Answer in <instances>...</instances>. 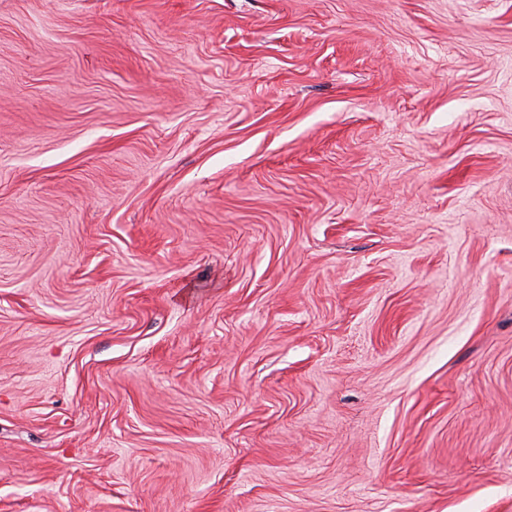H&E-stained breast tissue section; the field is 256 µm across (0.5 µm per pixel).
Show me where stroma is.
Listing matches in <instances>:
<instances>
[{
    "label": "stroma",
    "mask_w": 512,
    "mask_h": 512,
    "mask_svg": "<svg viewBox=\"0 0 512 512\" xmlns=\"http://www.w3.org/2000/svg\"><path fill=\"white\" fill-rule=\"evenodd\" d=\"M0 512H512V0H0Z\"/></svg>",
    "instance_id": "obj_1"
}]
</instances>
